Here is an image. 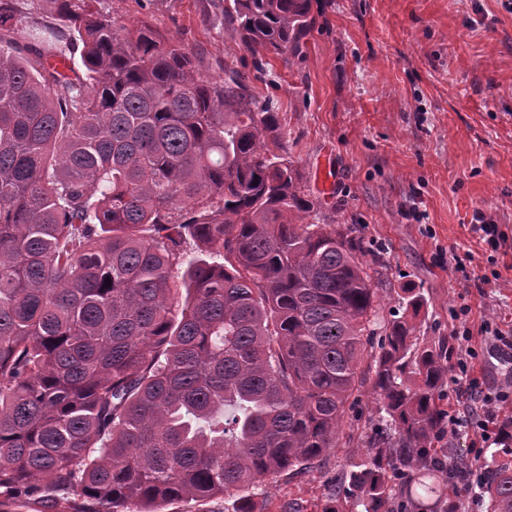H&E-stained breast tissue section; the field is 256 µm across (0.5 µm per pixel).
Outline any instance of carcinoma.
Listing matches in <instances>:
<instances>
[{
  "label": "carcinoma",
  "instance_id": "1",
  "mask_svg": "<svg viewBox=\"0 0 512 512\" xmlns=\"http://www.w3.org/2000/svg\"><path fill=\"white\" fill-rule=\"evenodd\" d=\"M47 2L57 24L20 48L0 0V498L158 512L300 472L370 347L385 425L322 512H458L474 482L512 512L506 449L435 447L451 342H417L414 288L377 336L364 238L313 220L273 102L148 22ZM312 7L224 0V36L296 57Z\"/></svg>",
  "mask_w": 512,
  "mask_h": 512
}]
</instances>
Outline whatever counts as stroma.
Here are the masks:
<instances>
[{"mask_svg": "<svg viewBox=\"0 0 512 512\" xmlns=\"http://www.w3.org/2000/svg\"><path fill=\"white\" fill-rule=\"evenodd\" d=\"M98 8L184 42L204 78L223 80L230 66L276 102L321 218L353 225L370 245L363 262L379 283L380 316L417 288L419 341L470 329L476 355L467 373L451 369L440 397L472 421L450 435L452 447L483 453L484 414L469 383L512 386V360L492 357L479 333L487 319L512 329V0H315L302 55L260 61L225 39L216 0H99ZM478 211L507 233L505 251L472 232ZM452 253L465 273L449 269ZM373 381L365 369L335 448L301 474L257 484L268 512L291 501L318 512L336 475L366 451L381 406Z\"/></svg>", "mask_w": 512, "mask_h": 512, "instance_id": "stroma-1", "label": "stroma"}]
</instances>
